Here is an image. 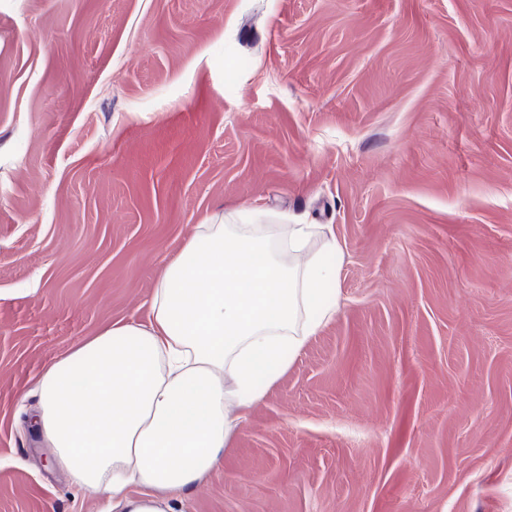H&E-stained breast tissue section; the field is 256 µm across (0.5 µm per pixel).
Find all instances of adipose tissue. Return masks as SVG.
Returning a JSON list of instances; mask_svg holds the SVG:
<instances>
[{
  "label": "adipose tissue",
  "instance_id": "adipose-tissue-1",
  "mask_svg": "<svg viewBox=\"0 0 512 512\" xmlns=\"http://www.w3.org/2000/svg\"><path fill=\"white\" fill-rule=\"evenodd\" d=\"M339 250L324 225L206 219L157 277L147 322L105 327L43 369L33 424L55 467L106 512H178L335 317Z\"/></svg>",
  "mask_w": 512,
  "mask_h": 512
}]
</instances>
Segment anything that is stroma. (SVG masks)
Listing matches in <instances>:
<instances>
[{
	"label": "stroma",
	"mask_w": 512,
	"mask_h": 512,
	"mask_svg": "<svg viewBox=\"0 0 512 512\" xmlns=\"http://www.w3.org/2000/svg\"><path fill=\"white\" fill-rule=\"evenodd\" d=\"M239 209L340 309L183 512H512V0H0V512H101L37 379Z\"/></svg>",
	"instance_id": "stroma-1"
}]
</instances>
